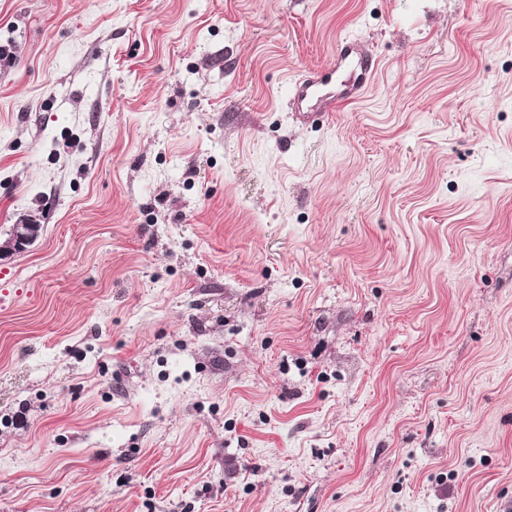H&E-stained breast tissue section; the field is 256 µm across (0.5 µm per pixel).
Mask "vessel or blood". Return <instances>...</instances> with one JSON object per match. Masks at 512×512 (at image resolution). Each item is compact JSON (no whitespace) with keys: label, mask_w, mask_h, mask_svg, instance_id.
<instances>
[{"label":"vessel or blood","mask_w":512,"mask_h":512,"mask_svg":"<svg viewBox=\"0 0 512 512\" xmlns=\"http://www.w3.org/2000/svg\"><path fill=\"white\" fill-rule=\"evenodd\" d=\"M335 56L333 67L308 72L289 84V106L300 123L319 122L360 103L377 74L376 56L361 40L338 39Z\"/></svg>","instance_id":"vessel-or-blood-1"}]
</instances>
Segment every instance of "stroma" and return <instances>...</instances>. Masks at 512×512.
<instances>
[{"mask_svg": "<svg viewBox=\"0 0 512 512\" xmlns=\"http://www.w3.org/2000/svg\"><path fill=\"white\" fill-rule=\"evenodd\" d=\"M367 98L296 123L338 37ZM0 512H512V0H0ZM27 219H22L14 224L10 238L0 246V254L4 252H23L32 245L40 236L42 225L31 224Z\"/></svg>", "mask_w": 512, "mask_h": 512, "instance_id": "obj_1", "label": "stroma"}]
</instances>
